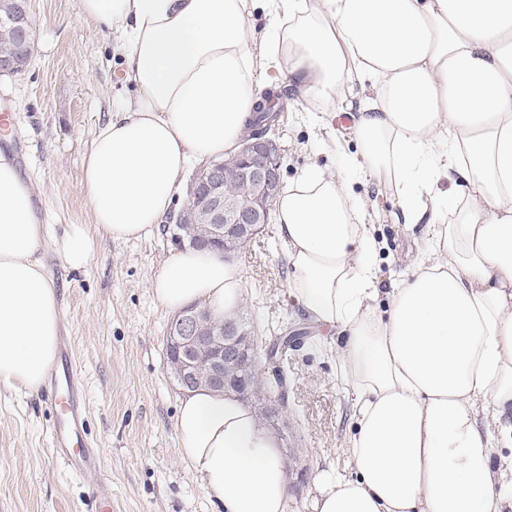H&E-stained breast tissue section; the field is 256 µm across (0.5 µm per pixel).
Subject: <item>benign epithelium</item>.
Returning <instances> with one entry per match:
<instances>
[{"label":"benign epithelium","mask_w":512,"mask_h":512,"mask_svg":"<svg viewBox=\"0 0 512 512\" xmlns=\"http://www.w3.org/2000/svg\"><path fill=\"white\" fill-rule=\"evenodd\" d=\"M9 24L17 36L14 57H0V74L16 72L23 57H31L35 36L29 9L14 15ZM281 152L276 141L265 136L245 142L235 158L224 161L204 172L189 188L194 206L182 210L176 219L179 243L229 250L232 236L251 240L260 228L269 223L274 202L282 187L280 178ZM236 181V191L225 188ZM207 312L189 306L174 315L167 328V368L176 386L185 394L205 384L217 391L230 389L241 398L261 403L268 425L286 426L283 412L287 404V384L279 363L268 361L271 377L278 386L276 394L257 393L254 379L229 369L247 367L256 360V350L245 345L241 337L251 335L239 317L221 323L206 321Z\"/></svg>","instance_id":"benign-epithelium-1"}]
</instances>
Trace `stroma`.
Here are the masks:
<instances>
[{"instance_id":"1","label":"stroma","mask_w":512,"mask_h":512,"mask_svg":"<svg viewBox=\"0 0 512 512\" xmlns=\"http://www.w3.org/2000/svg\"><path fill=\"white\" fill-rule=\"evenodd\" d=\"M77 0H30L35 51L19 73L0 76V99L10 100L15 128L0 137V150L29 173L34 202L44 220L42 251L55 281L61 333L71 337L84 385L88 439L101 452L90 479L54 455V414L40 393L0 384V512H221L203 493L199 478L180 458L174 430L179 394L164 367L170 321L150 283L177 250L172 221L138 239L95 236L92 257L79 270L55 248L67 226L91 224L82 193V163L116 100L133 95L105 35L79 17ZM284 110L271 134L282 149L281 178L288 181L310 161L327 171L336 165L318 151L325 136L282 89ZM393 204L375 198L370 223L384 248L383 285L409 275L416 254L411 231L393 223ZM245 276L243 316L258 347L284 330L304 329L308 339L289 349L282 367L288 379L289 431L282 448H296L308 470L294 488L287 512H312L314 479L327 465L347 472L344 448L353 406L336 381V363L315 340L335 336L286 303L288 266L274 224H267L235 256Z\"/></svg>"}]
</instances>
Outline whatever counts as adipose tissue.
Returning <instances> with one entry per match:
<instances>
[{"label": "adipose tissue", "instance_id": "adipose-tissue-1", "mask_svg": "<svg viewBox=\"0 0 512 512\" xmlns=\"http://www.w3.org/2000/svg\"><path fill=\"white\" fill-rule=\"evenodd\" d=\"M77 12L107 33L135 87L84 159L101 235L163 224L191 161L239 151L264 89L291 87L315 108L336 170L312 162L282 187L275 228L288 302L342 338L355 428L353 473L319 472L313 512H507L512 0H77ZM359 184L424 227L410 275L385 292ZM44 243L31 180L0 151V383L29 392L61 324ZM150 290L166 313L197 304L224 317L244 304V271L185 248ZM175 433L224 512H286L281 442L250 404L199 388L179 398Z\"/></svg>", "mask_w": 512, "mask_h": 512}]
</instances>
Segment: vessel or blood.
Listing matches in <instances>:
<instances>
[{
	"instance_id": "1",
	"label": "vessel or blood",
	"mask_w": 512,
	"mask_h": 512,
	"mask_svg": "<svg viewBox=\"0 0 512 512\" xmlns=\"http://www.w3.org/2000/svg\"><path fill=\"white\" fill-rule=\"evenodd\" d=\"M62 368L52 369L43 389V399L54 408L57 418L50 439L55 456L69 469L84 476H96L100 453L86 438L84 423L86 406L81 401V380L74 367L72 349H65Z\"/></svg>"
}]
</instances>
